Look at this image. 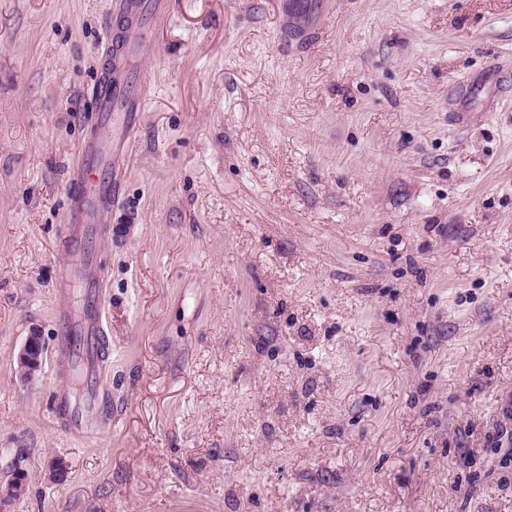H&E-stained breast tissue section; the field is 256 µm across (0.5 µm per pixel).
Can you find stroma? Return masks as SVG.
<instances>
[{
	"label": "stroma",
	"instance_id": "stroma-1",
	"mask_svg": "<svg viewBox=\"0 0 512 512\" xmlns=\"http://www.w3.org/2000/svg\"><path fill=\"white\" fill-rule=\"evenodd\" d=\"M105 277V419L51 395L115 0H0V512H512V0H167ZM46 351L21 379L31 331ZM62 461L64 477L49 469Z\"/></svg>",
	"mask_w": 512,
	"mask_h": 512
}]
</instances>
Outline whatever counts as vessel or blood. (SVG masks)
Here are the masks:
<instances>
[{
	"instance_id": "1",
	"label": "vessel or blood",
	"mask_w": 512,
	"mask_h": 512,
	"mask_svg": "<svg viewBox=\"0 0 512 512\" xmlns=\"http://www.w3.org/2000/svg\"><path fill=\"white\" fill-rule=\"evenodd\" d=\"M117 10L123 23L111 35L115 51L98 82L96 97V112L108 138L103 144L84 149L73 169L74 202L63 230L67 248L75 257L70 276L84 295L85 317L78 322L67 311H59L56 349L77 358L92 380L82 405H73L64 392L55 393L52 401L60 423L82 436L91 434L99 416V382L94 373L107 334L100 302L103 276L96 255L87 252L85 244L94 235L96 222L119 200L121 183L109 169L117 154L128 150L143 110L142 91L132 80L136 48L128 36L160 19L163 0H120Z\"/></svg>"
}]
</instances>
